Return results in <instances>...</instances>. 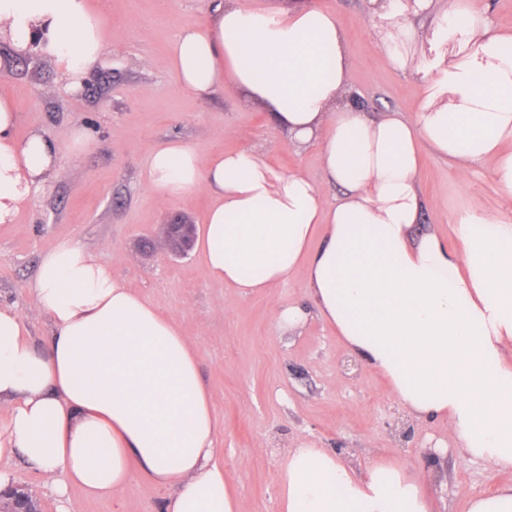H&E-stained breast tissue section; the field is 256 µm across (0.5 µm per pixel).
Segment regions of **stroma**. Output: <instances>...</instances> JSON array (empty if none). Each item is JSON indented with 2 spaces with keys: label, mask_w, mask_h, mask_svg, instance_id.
Here are the masks:
<instances>
[{
  "label": "stroma",
  "mask_w": 512,
  "mask_h": 512,
  "mask_svg": "<svg viewBox=\"0 0 512 512\" xmlns=\"http://www.w3.org/2000/svg\"><path fill=\"white\" fill-rule=\"evenodd\" d=\"M249 9L314 4L336 12L348 33L354 60L350 84L378 116H412L422 104L421 73L397 71L380 52L369 0H242ZM102 23L104 51L83 85L68 89L55 59L38 52L20 71L0 75V96L18 114L16 134L39 131L62 145L56 173L19 213L0 226V300L26 319L31 339L43 346L47 318L28 289L42 253L61 241L93 252L126 286L163 314L174 317L198 349L200 372L222 427L219 445L231 489L247 512H278L279 473L291 448L307 443L336 453L360 469L391 459L408 472L444 469L447 487L428 484L434 512H466L469 496L512 484V470H495L461 458L456 450L433 456L448 442L447 422L411 417L387 381L355 357L317 316L282 334L274 311L307 305L301 276L262 294L212 283L195 254L146 252L140 241L162 238V224L181 214L201 224L212 199L206 191L160 202L147 181L148 150L179 141L200 160L224 151L256 150L282 172L303 171L327 185L315 148H297L260 101L244 106L224 92L199 99L181 94L169 62V46L185 26L205 20L208 0H88ZM94 138L74 154L66 145L74 128ZM421 222L457 247L451 222L472 207L494 213L506 195L490 165L460 176L430 152L421 156ZM0 479L25 486L44 512H113L108 499L77 486L65 500L40 474L20 461L0 458Z\"/></svg>",
  "instance_id": "1"
}]
</instances>
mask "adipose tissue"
Wrapping results in <instances>:
<instances>
[{"mask_svg":"<svg viewBox=\"0 0 512 512\" xmlns=\"http://www.w3.org/2000/svg\"><path fill=\"white\" fill-rule=\"evenodd\" d=\"M379 44L396 68L426 80L419 112L372 116L348 81L353 67L335 12L317 6L249 10L210 0L207 18L169 47L179 92L216 91L270 108L291 144L319 150L328 198L300 172L256 151L200 161L179 142L149 150V187L168 202L197 191L213 203L196 250L210 280L257 294L301 276L310 307L280 306L278 329L317 315L380 372L418 420L441 419L461 457L512 469V208L469 213L450 250L420 227V148L458 173L492 163L512 197V32L460 0H369ZM433 17L417 61L401 47L416 19ZM21 51L45 45L71 87L103 51L87 0H0V32ZM458 50L446 54L449 34ZM0 99V224L13 223L55 173L60 145L17 140ZM50 320L35 347L23 317L0 302V456L119 502L141 477L165 495L160 512H246L224 472L219 426L198 352L171 317L127 288L82 245L47 249L31 285ZM425 478L379 461L355 472L335 453L302 446L281 472L279 512H433Z\"/></svg>","mask_w":512,"mask_h":512,"instance_id":"obj_1","label":"adipose tissue"}]
</instances>
